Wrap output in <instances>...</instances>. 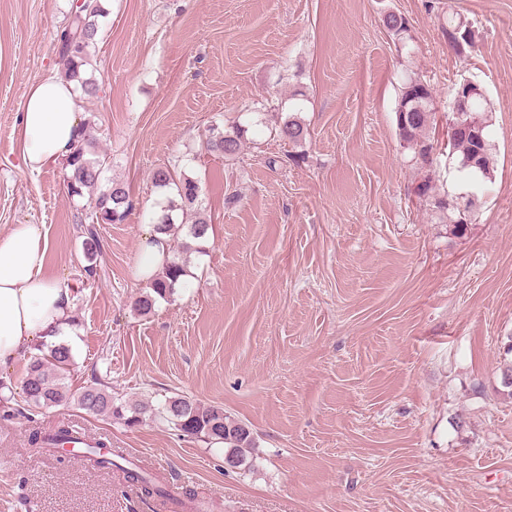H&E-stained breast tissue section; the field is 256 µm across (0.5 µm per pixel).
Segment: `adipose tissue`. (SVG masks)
<instances>
[{"label":"adipose tissue","mask_w":512,"mask_h":512,"mask_svg":"<svg viewBox=\"0 0 512 512\" xmlns=\"http://www.w3.org/2000/svg\"><path fill=\"white\" fill-rule=\"evenodd\" d=\"M80 122L72 83L50 76L30 86L16 130L25 166L38 172L69 155ZM48 249L37 225L0 232V367L26 355L36 340L70 330L71 290L45 276Z\"/></svg>","instance_id":"1"}]
</instances>
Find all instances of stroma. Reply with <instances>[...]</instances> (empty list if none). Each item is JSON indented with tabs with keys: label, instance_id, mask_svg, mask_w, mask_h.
<instances>
[{
	"label": "stroma",
	"instance_id": "1",
	"mask_svg": "<svg viewBox=\"0 0 512 512\" xmlns=\"http://www.w3.org/2000/svg\"><path fill=\"white\" fill-rule=\"evenodd\" d=\"M74 2L0 0V231L38 225L45 275L72 292L70 389L98 380L126 400L223 408L251 426L254 467L225 472L221 451L158 421L28 412L24 357L0 368V512H163L119 472L29 446L65 423L110 435L203 512H512V0H107L100 92L79 107L96 117L104 179L135 207L98 225L92 276L90 197L69 196L60 166L30 172L14 133L29 86L60 72ZM389 9L409 48L388 36ZM451 11L478 34L463 58L441 33ZM408 71L434 91L440 191L464 190L447 158L453 87L478 82L490 100L495 176L465 236L414 193L421 172L394 122ZM298 86L296 165L272 130ZM235 119L253 123L242 155L197 160L209 126ZM166 165L197 180L212 228L188 284L141 316L139 243Z\"/></svg>",
	"mask_w": 512,
	"mask_h": 512
}]
</instances>
